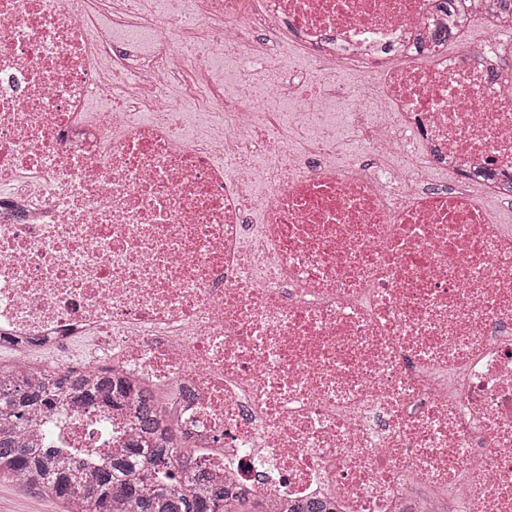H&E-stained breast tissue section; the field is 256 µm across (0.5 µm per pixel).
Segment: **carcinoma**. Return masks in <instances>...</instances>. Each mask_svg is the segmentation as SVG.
<instances>
[{
  "label": "carcinoma",
  "mask_w": 512,
  "mask_h": 512,
  "mask_svg": "<svg viewBox=\"0 0 512 512\" xmlns=\"http://www.w3.org/2000/svg\"><path fill=\"white\" fill-rule=\"evenodd\" d=\"M52 389L48 394L0 369V475L62 501L67 512H251L252 505L222 486L204 497L195 492L166 404L155 391L119 377L115 369L94 378L63 375L53 379ZM67 395L112 407L136 399L137 425L148 442L116 449L86 479L81 465L57 449L34 447L20 432L30 413L51 410Z\"/></svg>",
  "instance_id": "carcinoma-1"
}]
</instances>
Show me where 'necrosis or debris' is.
Masks as SVG:
<instances>
[{"mask_svg":"<svg viewBox=\"0 0 512 512\" xmlns=\"http://www.w3.org/2000/svg\"><path fill=\"white\" fill-rule=\"evenodd\" d=\"M500 0H0V349L168 391L198 492L264 512H512V43ZM264 42H257V35ZM313 66L299 94L282 41ZM240 61L221 96L202 81ZM362 151H301L335 103ZM182 77L178 96L167 91ZM453 185L432 187L426 171ZM92 464L132 409L24 432Z\"/></svg>","mask_w":512,"mask_h":512,"instance_id":"1","label":"necrosis or debris"}]
</instances>
